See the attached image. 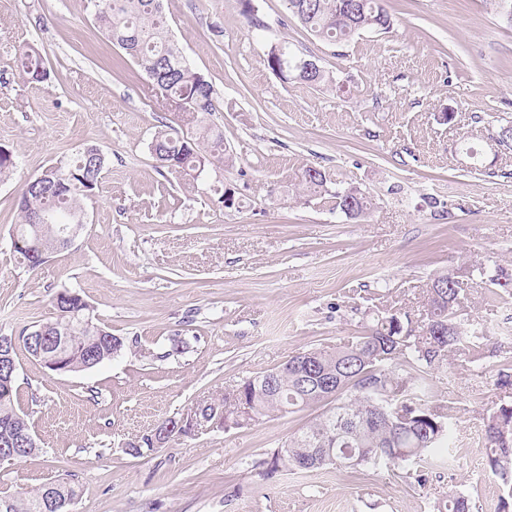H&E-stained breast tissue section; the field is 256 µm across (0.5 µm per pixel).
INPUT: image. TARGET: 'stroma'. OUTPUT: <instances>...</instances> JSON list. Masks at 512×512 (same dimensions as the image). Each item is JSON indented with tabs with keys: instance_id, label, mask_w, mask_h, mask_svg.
Segmentation results:
<instances>
[{
	"instance_id": "stroma-1",
	"label": "stroma",
	"mask_w": 512,
	"mask_h": 512,
	"mask_svg": "<svg viewBox=\"0 0 512 512\" xmlns=\"http://www.w3.org/2000/svg\"><path fill=\"white\" fill-rule=\"evenodd\" d=\"M386 4L390 32L331 45L284 0H253L250 17L241 0H163L170 39L217 92L205 124L231 156L192 179L160 168L150 145L158 131L195 128L101 32L90 0H0V146L17 162L0 179V336L51 320L53 295L71 288L124 341L112 360L66 374L17 348L15 406L38 447L0 463V491L25 499L66 481L79 490L73 512H429L453 490L496 512L482 428L512 356V294L489 284L465 285L459 307L488 337L482 371L452 352L433 374L432 400L454 407L456 465L424 485L370 468L263 478L262 462L314 407L143 442L299 351L358 335L365 310L423 313L440 270L483 260L512 272V152L489 176L461 150L512 121V21L489 0ZM273 36L318 59L341 92L283 82L266 64ZM30 45L47 81L20 74L17 53ZM89 146L108 163L85 228L29 271L10 245L24 184ZM309 166L367 191L370 215L305 201L298 177ZM227 188L230 209L217 203Z\"/></svg>"
}]
</instances>
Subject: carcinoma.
<instances>
[{"label": "carcinoma", "mask_w": 512, "mask_h": 512, "mask_svg": "<svg viewBox=\"0 0 512 512\" xmlns=\"http://www.w3.org/2000/svg\"><path fill=\"white\" fill-rule=\"evenodd\" d=\"M289 14L312 36L328 42L348 41L363 31L388 33L394 17L384 0H285ZM162 0H94L95 19L112 44L130 56L151 84L174 107L182 121L198 125L195 137L174 136L159 131L151 151L160 167L170 174L199 176L206 166L226 161L224 132L203 125L206 114L216 110L213 85L195 72L177 45L168 37ZM302 57L284 42L270 43L266 63L285 82H297L324 90L336 85L333 73L318 65L299 67ZM19 70L31 83L49 78L44 59L32 46L18 57ZM106 158L87 147L66 166L54 167L28 180L18 201L21 223L15 234L27 239L17 255L28 269H38L41 249L64 247L65 220L84 214L83 201L98 188ZM332 177L318 167L305 168L299 185L310 198H325L337 212L349 218L364 216L374 203L361 188L357 196L348 188L329 190ZM52 217L37 224V213ZM487 281L512 291V274L504 268L494 273L481 264L460 266L437 273L429 287L426 309L417 317L406 310L371 316L362 333L336 346L312 348L289 357L282 365L249 378L242 393L224 392L218 404L200 409L209 417L224 407V430L240 428L238 419L250 412L256 422L274 413H293L322 406L299 433L285 440L280 449L263 462L266 470L295 468L313 473L327 467L357 473L364 468L386 469L405 483L425 484L435 469L447 465L452 431V406L430 400L431 371L450 352L463 353L468 362L482 365L484 350L480 332L464 326L457 314L465 280ZM56 317L39 324L65 331L64 340H49L44 353L63 363L66 372L92 369L115 356L112 332L97 338L83 326L89 303L70 289L52 299ZM497 387L512 385V359L505 358L497 372ZM15 388L0 385V445L29 455L22 436L31 428L14 404ZM486 465L502 481L498 512L512 508V399L499 398L483 418ZM54 497L73 501L75 489L58 482L41 486L28 499L9 497L5 512H43L42 504ZM433 512H472L469 497L445 496Z\"/></svg>", "instance_id": "carcinoma-1"}]
</instances>
